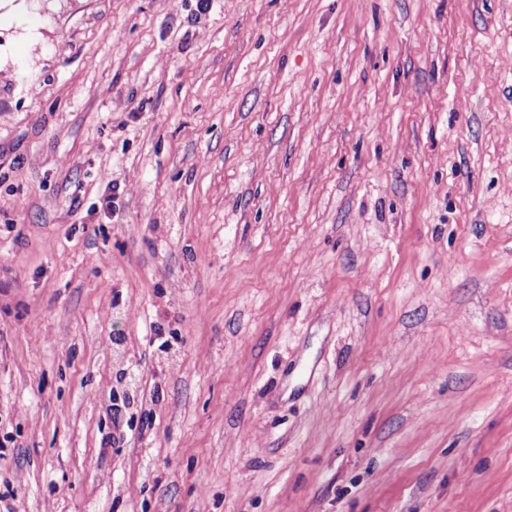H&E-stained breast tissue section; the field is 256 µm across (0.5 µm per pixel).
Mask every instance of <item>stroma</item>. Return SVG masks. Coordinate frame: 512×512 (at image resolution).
Instances as JSON below:
<instances>
[{
  "label": "stroma",
  "mask_w": 512,
  "mask_h": 512,
  "mask_svg": "<svg viewBox=\"0 0 512 512\" xmlns=\"http://www.w3.org/2000/svg\"><path fill=\"white\" fill-rule=\"evenodd\" d=\"M0 512H512V0H0Z\"/></svg>",
  "instance_id": "obj_1"
}]
</instances>
